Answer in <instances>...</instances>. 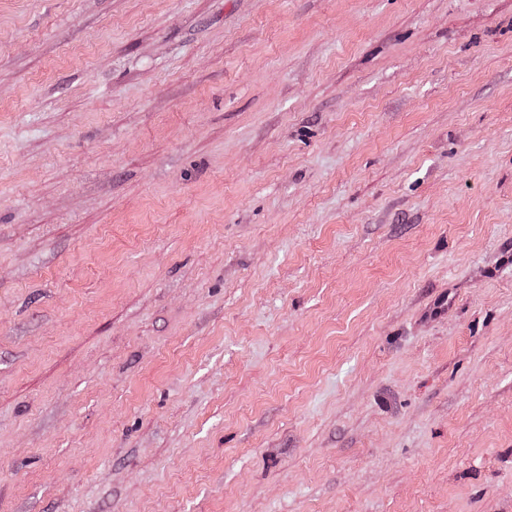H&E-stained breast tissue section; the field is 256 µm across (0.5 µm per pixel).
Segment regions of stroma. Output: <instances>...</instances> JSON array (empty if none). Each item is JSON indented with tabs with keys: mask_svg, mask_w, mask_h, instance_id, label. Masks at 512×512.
<instances>
[{
	"mask_svg": "<svg viewBox=\"0 0 512 512\" xmlns=\"http://www.w3.org/2000/svg\"><path fill=\"white\" fill-rule=\"evenodd\" d=\"M0 512H512V0H0Z\"/></svg>",
	"mask_w": 512,
	"mask_h": 512,
	"instance_id": "35a3bbf8",
	"label": "stroma"
}]
</instances>
